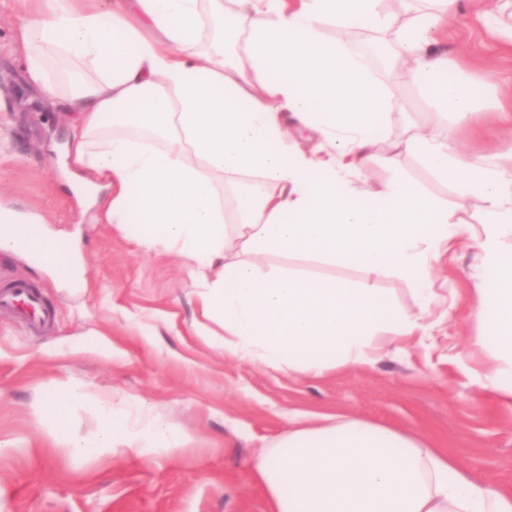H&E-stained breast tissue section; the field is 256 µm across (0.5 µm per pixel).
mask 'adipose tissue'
I'll return each instance as SVG.
<instances>
[{"instance_id": "obj_1", "label": "adipose tissue", "mask_w": 512, "mask_h": 512, "mask_svg": "<svg viewBox=\"0 0 512 512\" xmlns=\"http://www.w3.org/2000/svg\"><path fill=\"white\" fill-rule=\"evenodd\" d=\"M234 2L232 48L218 36L201 52L199 0H38L47 20L22 30L20 45L31 81L75 115L73 165L109 190L95 222L134 227L139 247L165 245L194 271L211 273L200 311L222 323L240 359L307 374L370 366L392 337L425 332L423 314L397 310L364 285L289 269L265 273L258 260L296 253L429 281L432 260L465 239V226L397 178L360 198L348 192L374 163L394 169L401 155L419 154L458 196L486 204L475 258L489 277L471 308L495 335L497 364L478 383L512 407V173L453 155L444 138L408 132L386 141L383 86L346 41L320 35L326 22L388 35L406 83L464 121L473 94L432 36L461 0H423L403 21L385 12L383 0ZM54 57L75 64L66 82L50 70ZM86 67L93 79L84 77ZM285 113L331 141L335 158L292 155ZM114 124L150 136L117 135ZM153 136L166 146H152ZM383 143L387 152L377 154ZM236 176L246 194L228 224L217 181ZM88 398L102 424L94 439L74 442L75 453H136L146 436L166 439L160 420L145 413L131 424L114 412L111 392L92 396L79 383L41 403L35 420L63 433L65 403ZM254 470L268 512H512V491L474 482L446 450L357 418L296 423L257 449Z\"/></svg>"}]
</instances>
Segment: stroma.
<instances>
[{
    "instance_id": "1",
    "label": "stroma",
    "mask_w": 512,
    "mask_h": 512,
    "mask_svg": "<svg viewBox=\"0 0 512 512\" xmlns=\"http://www.w3.org/2000/svg\"><path fill=\"white\" fill-rule=\"evenodd\" d=\"M483 8L512 16V0H467L436 32L475 95L471 122L456 124L423 91L390 81L386 132L395 138L411 124L450 137L461 157L488 155L512 170V130L492 119L500 97L512 93V53L479 19ZM32 15L16 0H0V209L41 217L77 241L84 284L68 287L24 253L0 254V286L35 284L49 310L37 327L0 312V440L10 445L0 454V512H268L249 468L255 449L283 434L291 417L323 414L427 439L475 482L512 489V408L473 378L494 360L491 350L471 347L486 333L468 304L486 277L472 249L453 246L435 264L428 336L397 339L374 365L306 375L237 358L224 347L223 325L202 319L203 281L192 278L184 257L161 244L143 250L117 225L83 220L68 186L71 115L31 82L17 41ZM399 168L420 196L481 236L480 197L459 198L417 156H402ZM282 266L367 285L406 312L423 306L417 283L392 273L283 253L268 255L262 269ZM71 381L112 391L116 411L146 407L184 445L150 439L140 455H73L69 439L99 431L92 401L66 407L65 434L35 423L37 405Z\"/></svg>"
}]
</instances>
